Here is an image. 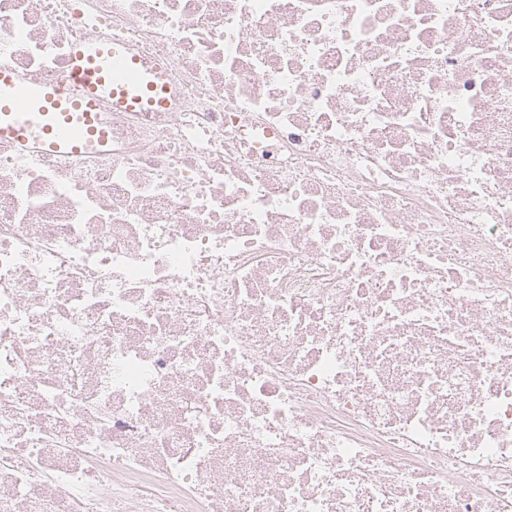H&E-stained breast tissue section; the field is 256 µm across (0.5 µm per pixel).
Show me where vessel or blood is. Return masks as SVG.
Masks as SVG:
<instances>
[{"label": "vessel or blood", "instance_id": "vessel-or-blood-1", "mask_svg": "<svg viewBox=\"0 0 512 512\" xmlns=\"http://www.w3.org/2000/svg\"><path fill=\"white\" fill-rule=\"evenodd\" d=\"M171 88L161 67L122 45L86 41L75 45L64 79L25 82L0 69V142L78 157L109 141L101 110L162 112Z\"/></svg>", "mask_w": 512, "mask_h": 512}]
</instances>
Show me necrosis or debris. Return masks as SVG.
I'll list each match as a JSON object with an SVG mask.
<instances>
[{
  "label": "necrosis or debris",
  "mask_w": 512,
  "mask_h": 512,
  "mask_svg": "<svg viewBox=\"0 0 512 512\" xmlns=\"http://www.w3.org/2000/svg\"><path fill=\"white\" fill-rule=\"evenodd\" d=\"M166 112L0 143V512H512V0H0Z\"/></svg>",
  "instance_id": "4bbe7bcc"
}]
</instances>
